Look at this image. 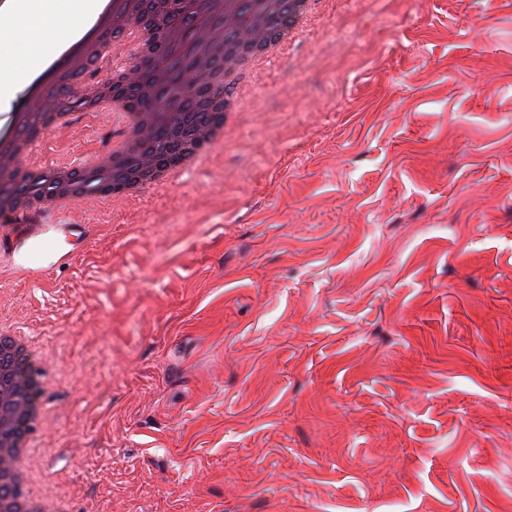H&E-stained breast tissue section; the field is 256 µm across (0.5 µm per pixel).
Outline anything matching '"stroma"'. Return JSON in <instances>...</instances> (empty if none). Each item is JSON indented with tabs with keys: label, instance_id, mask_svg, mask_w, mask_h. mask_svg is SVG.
Instances as JSON below:
<instances>
[{
	"label": "stroma",
	"instance_id": "1",
	"mask_svg": "<svg viewBox=\"0 0 512 512\" xmlns=\"http://www.w3.org/2000/svg\"><path fill=\"white\" fill-rule=\"evenodd\" d=\"M35 222L85 232L0 257L73 512H512V0H336L211 160Z\"/></svg>",
	"mask_w": 512,
	"mask_h": 512
}]
</instances>
